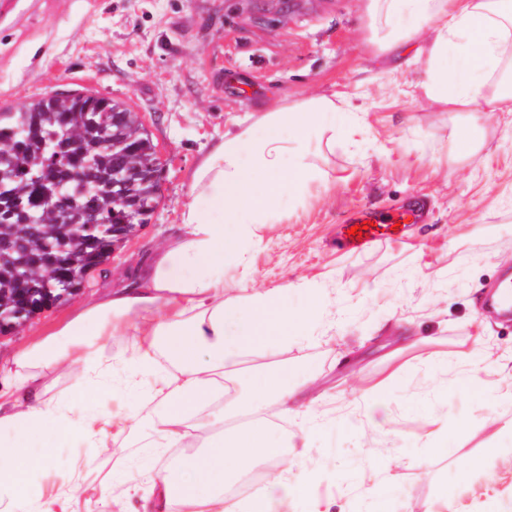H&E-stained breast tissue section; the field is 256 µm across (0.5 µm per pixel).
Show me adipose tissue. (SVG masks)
Returning <instances> with one entry per match:
<instances>
[{
  "label": "adipose tissue",
  "instance_id": "ef3b65f1",
  "mask_svg": "<svg viewBox=\"0 0 512 512\" xmlns=\"http://www.w3.org/2000/svg\"><path fill=\"white\" fill-rule=\"evenodd\" d=\"M377 24L372 39L395 53L422 29L426 96L451 112H512V88L498 78L512 54V0H367ZM351 114L341 99L314 96L257 117L232 137L211 143L192 175L181 238L159 245L128 284L90 296L69 321L46 337L17 347L0 367V512H76L73 488L47 482L49 448L77 440H145L173 448L188 435L186 416L227 397L223 420H237L207 452L159 475L143 512H266L264 500L244 506L225 492L255 452L270 463L274 482L287 483L284 446L271 439L270 406L295 412L305 390L285 368L238 371L249 350H273L299 332L320 309L317 292L304 308L288 303L291 284L242 298L224 297V264L240 255L259 225L271 223L286 201L304 198L323 183L311 159V131L346 129ZM137 332L128 382L152 372L157 380L136 423L125 434L111 418L76 413L48 395L43 379L70 372L74 391L112 384L103 356L110 336Z\"/></svg>",
  "mask_w": 512,
  "mask_h": 512
}]
</instances>
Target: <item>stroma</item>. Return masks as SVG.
<instances>
[{
	"mask_svg": "<svg viewBox=\"0 0 512 512\" xmlns=\"http://www.w3.org/2000/svg\"><path fill=\"white\" fill-rule=\"evenodd\" d=\"M366 0H6L0 6V110L51 92L120 101L136 112L162 162L149 224L117 246L67 302L0 339V363L46 334L83 299L118 284L162 242L184 234L182 205L213 138L285 101L339 95L355 119L320 135L322 190L260 225L241 262L224 265V295L283 283L317 289L323 307L302 335L246 366L278 364L306 383L310 409L270 408L277 438L306 444L288 484L262 481L271 512H512V322L482 309L512 271V112L480 114L484 144L461 158L467 116L422 90L424 62L389 56L371 40ZM420 199L424 217L403 243L363 252L337 245L340 226L365 209ZM133 332L112 337V388L81 400L69 375L51 395L119 420L153 378L127 387L117 360ZM476 370L475 384L462 381ZM209 432L145 462L143 449L65 444L54 476L73 462L87 485L112 484L98 512H139L159 472L201 452ZM483 468L462 475L464 463Z\"/></svg>",
	"mask_w": 512,
	"mask_h": 512,
	"instance_id": "35a3bbf8",
	"label": "stroma"
}]
</instances>
